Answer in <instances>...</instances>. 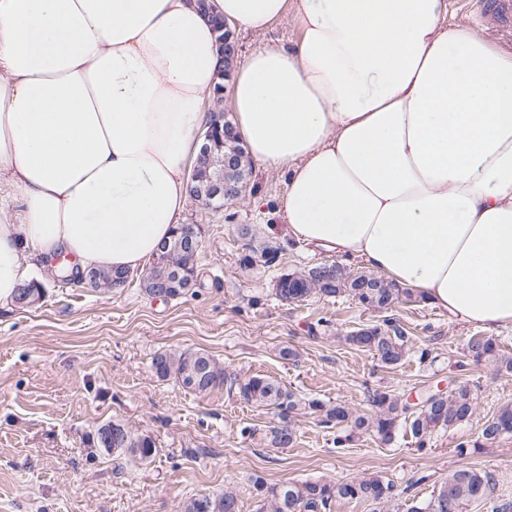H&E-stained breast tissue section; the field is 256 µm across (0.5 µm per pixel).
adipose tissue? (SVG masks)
Masks as SVG:
<instances>
[{"label":"adipose tissue","mask_w":512,"mask_h":512,"mask_svg":"<svg viewBox=\"0 0 512 512\" xmlns=\"http://www.w3.org/2000/svg\"><path fill=\"white\" fill-rule=\"evenodd\" d=\"M292 43L234 65L253 164L305 244L512 327V51L449 0H215ZM216 35L198 0H0V301L33 260L133 272L181 224Z\"/></svg>","instance_id":"1"}]
</instances>
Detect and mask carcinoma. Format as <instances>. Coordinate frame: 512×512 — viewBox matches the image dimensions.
<instances>
[{
  "instance_id": "obj_1",
  "label": "carcinoma",
  "mask_w": 512,
  "mask_h": 512,
  "mask_svg": "<svg viewBox=\"0 0 512 512\" xmlns=\"http://www.w3.org/2000/svg\"><path fill=\"white\" fill-rule=\"evenodd\" d=\"M220 49L219 70L226 75L230 62L224 47V19L211 15ZM235 150L237 164L229 176L247 184L251 174V164L240 142L226 146L216 141L213 162L220 166L224 155ZM241 236L249 239L248 253L240 258V264L248 267L260 256L269 263L277 254V249L264 244L255 245L253 231L248 229ZM169 266H177L183 271V278L192 284L196 278V253L159 252L153 265L141 280V286L148 295H155L152 279ZM335 267V264H329ZM322 265L303 271H288L281 274L275 283V295L288 304H300L308 298L321 295L328 298L350 297L365 309L381 314V319L367 323L346 336V341L358 349L373 355L378 363L389 369L401 366L409 354L416 352L408 331L396 317L395 308L402 299L413 296L398 285L365 271L353 272L342 266L335 267L334 281L325 285L320 281L318 270ZM87 282L92 288L111 286L114 271L89 270ZM467 356L475 363L492 361L498 370L512 372V357L500 354V344L496 339L485 336H472L466 344ZM202 364L207 371L200 382H192L193 368ZM154 375L161 381L173 380L182 388L198 394H209L222 387L228 392L238 391L240 396L261 407L276 410L278 424L271 429L272 443L286 448L296 440V429L292 417L302 410V400L279 382L265 376H252L245 381L224 373L209 354L199 350L164 351L156 354L151 361ZM372 414L354 413L349 407L338 403L327 405L319 400L308 403V408L319 415V424L336 428V447L343 448L357 437L369 436L383 444L394 440L400 426H405L418 449L427 445V440L438 429H451L467 422L474 414V398L471 389L458 384L427 403L416 406L403 399L392 390H375L369 395ZM505 433H512V407H504L488 418L482 425L479 438L493 441ZM96 444L110 452L130 455L142 460L151 458L155 443L151 436L135 434L120 423H107L96 431ZM256 495L262 502V512H332L335 503H369L385 505L396 497L395 484L382 476L373 475L357 481H304L281 485H268L260 479L253 481ZM496 489V481L488 472L471 468H459L443 480L436 494L426 503H413L408 512H462L463 505L476 500H490ZM239 497L235 490L227 489L220 496L199 495L183 502L182 512H239Z\"/></svg>"
}]
</instances>
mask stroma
<instances>
[{
    "instance_id": "stroma-1",
    "label": "stroma",
    "mask_w": 512,
    "mask_h": 512,
    "mask_svg": "<svg viewBox=\"0 0 512 512\" xmlns=\"http://www.w3.org/2000/svg\"><path fill=\"white\" fill-rule=\"evenodd\" d=\"M285 192V176L256 168L241 198L223 210L188 204L184 223L202 225L204 234L197 280L181 297L146 294L138 272L123 289L64 284L54 264L42 263L31 274L46 288L41 304L0 302V512H181L188 498L229 487L241 512H259L257 478L274 485L372 475L401 490L387 512H406L464 466L491 473L497 494L512 499V434L477 440L485 419L512 403V374L457 366L482 328L428 303L403 301L398 315L430 357L422 363L411 356L388 370L345 340L374 318L355 301L313 296L281 303L274 284L284 271L325 261L361 267L358 259L291 240L278 212ZM244 225L277 248L275 261L240 266ZM289 346L296 359L282 358ZM187 349L208 353L238 379L266 375L303 400L342 402L359 413L374 389L412 402L463 383L475 413L462 426L435 431L420 452L406 433L388 445L365 437L337 448L335 430L305 409L293 418L296 442L277 448L272 410L223 388L199 395L154 376V354ZM106 422L150 435L155 454L142 460L94 445L93 433ZM463 442L470 448L462 457Z\"/></svg>"
}]
</instances>
